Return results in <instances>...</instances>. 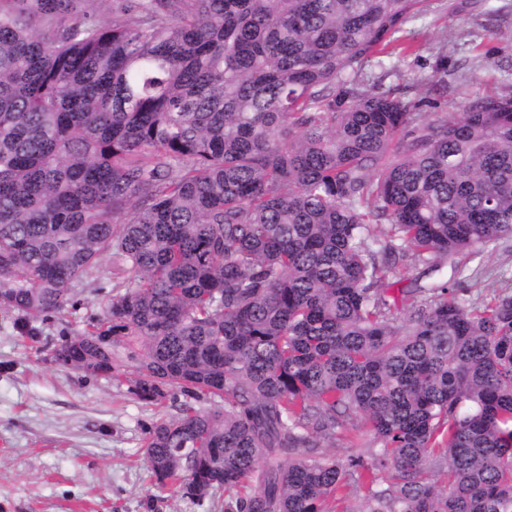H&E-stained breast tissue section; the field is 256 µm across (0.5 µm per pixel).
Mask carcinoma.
I'll return each mask as SVG.
<instances>
[{"instance_id": "carcinoma-1", "label": "carcinoma", "mask_w": 512, "mask_h": 512, "mask_svg": "<svg viewBox=\"0 0 512 512\" xmlns=\"http://www.w3.org/2000/svg\"><path fill=\"white\" fill-rule=\"evenodd\" d=\"M0 0V310L132 277L56 360L132 364L157 489L224 512H512V92L429 117L364 65L427 0ZM371 443L343 463L320 452ZM468 267L471 271L480 268L479 272L485 273L482 279H486L499 269H512V238L502 240L494 250L476 257ZM449 260H441L442 271L439 273H430L426 266L407 261L401 265L397 283L394 288H415L419 285H425L439 277L442 273L446 276L449 266Z\"/></svg>"}]
</instances>
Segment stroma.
<instances>
[{
  "label": "stroma",
  "mask_w": 512,
  "mask_h": 512,
  "mask_svg": "<svg viewBox=\"0 0 512 512\" xmlns=\"http://www.w3.org/2000/svg\"><path fill=\"white\" fill-rule=\"evenodd\" d=\"M405 35L413 54L365 71L420 111L457 114L478 98L512 92V0H431ZM440 47L448 55L441 86L433 81ZM116 281L105 259L74 283V310L27 327L19 313L0 310V512H224L223 491L198 506L152 486L146 429L177 409L131 394L133 367L91 375L52 358L63 337L103 317Z\"/></svg>",
  "instance_id": "1"
}]
</instances>
